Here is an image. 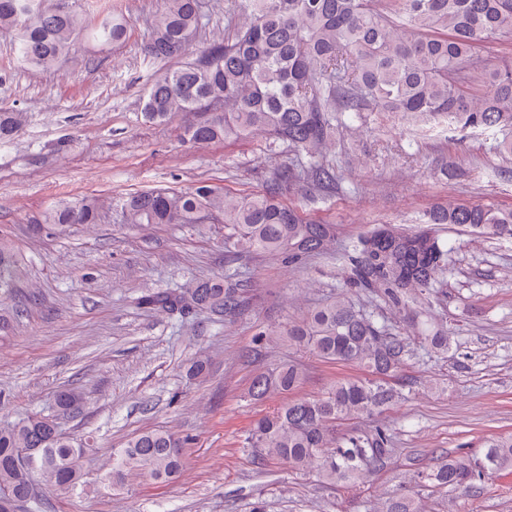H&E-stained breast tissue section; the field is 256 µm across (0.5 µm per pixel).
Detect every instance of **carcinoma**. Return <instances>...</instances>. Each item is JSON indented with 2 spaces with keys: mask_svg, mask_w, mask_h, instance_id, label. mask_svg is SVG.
Returning a JSON list of instances; mask_svg holds the SVG:
<instances>
[{
  "mask_svg": "<svg viewBox=\"0 0 512 512\" xmlns=\"http://www.w3.org/2000/svg\"><path fill=\"white\" fill-rule=\"evenodd\" d=\"M227 21L233 34L195 52L177 69L152 74L143 98L149 123L177 113L194 120L184 129L193 143L244 139L257 132L266 149L286 152L293 163L273 171L259 193L236 195L211 185L192 191L147 190L126 196H83L47 209L43 223L62 231L70 224L224 225V245L233 256L273 253L296 263L335 251V225L310 218L281 200L285 186L305 184L317 192L334 188L336 174L326 159L337 139L336 113L359 119L364 112H391L417 126L437 122L472 131H491L494 149L512 164V61L489 68L484 50L512 35V0H234ZM200 0H164L154 16L145 57L161 61L182 55L205 28ZM127 19L106 9L88 16L79 0H0V35L28 67L47 71L68 57L88 33L104 45L125 38ZM479 77L485 90L470 92ZM28 113L0 108V144L9 142ZM458 224L475 232L512 238V210L459 202L431 209L424 225L406 230L379 224L352 248L342 249L345 286L320 307L288 326V342L325 362L366 371L364 378L333 383L316 397L295 396L302 365L290 362L259 373L249 395L261 400L288 396L273 414L258 419L246 443L257 460L276 459L295 470L315 469L330 486L354 488L394 454L385 425L336 431L341 421L368 418L398 398L387 378L410 356L412 336L438 355L448 353L452 335L432 322L429 311L448 270V244L433 225ZM26 266L9 240L0 237V299L10 298ZM362 291L382 298L403 314L406 329L394 330L374 310L356 302ZM246 290L228 274L190 287L149 292L140 305L167 313L205 312L230 320L245 304ZM73 388L57 394L62 410L78 408ZM55 420L33 414L0 427V512L14 500L36 504V479L72 493L86 490L84 449L61 434ZM185 439L167 430L145 431L116 450L106 478L120 482L137 473L156 481L176 478ZM38 451V469L17 466L21 449ZM484 469L477 457L458 452L413 473L376 512H421L414 484L470 496L502 470L512 468V435L486 442Z\"/></svg>",
  "mask_w": 512,
  "mask_h": 512,
  "instance_id": "obj_1",
  "label": "carcinoma"
}]
</instances>
